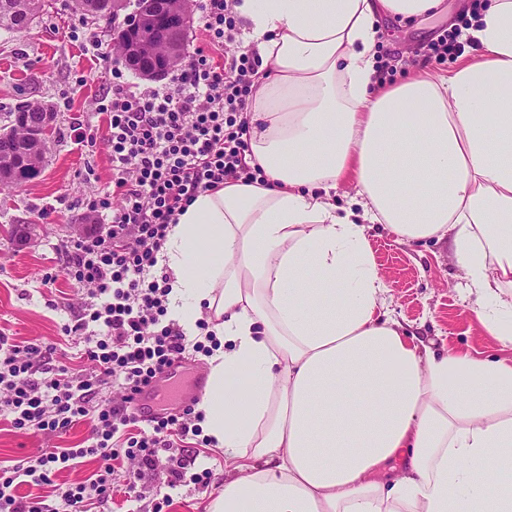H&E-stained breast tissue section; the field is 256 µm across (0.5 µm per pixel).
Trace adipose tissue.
Masks as SVG:
<instances>
[{
    "label": "adipose tissue",
    "instance_id": "1",
    "mask_svg": "<svg viewBox=\"0 0 512 512\" xmlns=\"http://www.w3.org/2000/svg\"><path fill=\"white\" fill-rule=\"evenodd\" d=\"M443 0H237L260 56L249 166L158 256L168 317L205 319L204 436L235 471L209 512H512V359L435 346L386 304L366 234L447 242L485 332L512 344V0L450 74L376 86L379 13ZM354 178L357 195L332 193Z\"/></svg>",
    "mask_w": 512,
    "mask_h": 512
}]
</instances>
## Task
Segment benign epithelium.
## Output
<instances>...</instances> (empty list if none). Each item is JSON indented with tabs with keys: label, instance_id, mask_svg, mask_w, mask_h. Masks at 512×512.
Returning <instances> with one entry per match:
<instances>
[{
	"label": "benign epithelium",
	"instance_id": "1",
	"mask_svg": "<svg viewBox=\"0 0 512 512\" xmlns=\"http://www.w3.org/2000/svg\"><path fill=\"white\" fill-rule=\"evenodd\" d=\"M164 0H143L141 10L131 15L122 31L116 36V41L123 46V58L126 62L141 64L143 75L150 79H160L172 67V62L184 59L185 41L184 28L188 22V8L181 7L176 13L162 12ZM156 23V41L163 44L164 52L148 58V64L142 63V58L148 50L142 42V30ZM55 114L40 112L35 122L24 126L23 136L17 138L15 150L11 154L22 159L40 151L44 133L52 125Z\"/></svg>",
	"mask_w": 512,
	"mask_h": 512
}]
</instances>
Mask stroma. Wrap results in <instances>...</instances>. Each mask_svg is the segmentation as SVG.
Returning <instances> with one entry per match:
<instances>
[{
  "label": "stroma",
  "instance_id": "obj_1",
  "mask_svg": "<svg viewBox=\"0 0 512 512\" xmlns=\"http://www.w3.org/2000/svg\"><path fill=\"white\" fill-rule=\"evenodd\" d=\"M484 0H444L448 14L422 24L405 23L379 15L375 52L394 54L396 68L387 81L404 80L413 65L432 74H447L463 61L478 55L477 44H466L463 54L442 61L428 56L429 45L449 28L471 26ZM111 17L92 18L73 13L67 0H47L30 30L20 34L0 31V128L10 123L8 112L17 102L18 86L29 89V101L55 112V129L47 139L40 174L19 187H0V329L16 341L54 345L57 360L80 370L86 363L62 331L70 322L73 305L80 299L68 280L57 250L78 232L77 211H59L39 218L38 208L66 195L77 197L107 188L112 179L110 150L98 140L92 153L73 149L59 129L70 118L90 114V100L98 92L107 67L122 65L115 46L105 57L87 53L68 36L70 26L112 30ZM16 224L31 227L30 241L20 244L10 229ZM375 262L388 288L387 304L393 316L412 332L451 348H467L476 355L495 354L512 358V347L502 346L485 335L465 300L464 281L446 243L414 246L398 241L384 225L369 232ZM88 436L78 425L67 434L46 436L0 426V463L22 459L54 446L72 448ZM178 449L195 456L196 470H209L208 489L190 484L168 490L164 468L145 475L140 483L142 498L127 502L122 484L112 486V503L94 512H158L154 505L170 494L168 506L159 512H208L209 502L224 485V454L200 444L198 438L177 441Z\"/></svg>",
  "mask_w": 512,
  "mask_h": 512
}]
</instances>
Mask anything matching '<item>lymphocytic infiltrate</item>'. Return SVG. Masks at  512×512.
<instances>
[{
    "label": "lymphocytic infiltrate",
    "mask_w": 512,
    "mask_h": 512,
    "mask_svg": "<svg viewBox=\"0 0 512 512\" xmlns=\"http://www.w3.org/2000/svg\"><path fill=\"white\" fill-rule=\"evenodd\" d=\"M237 0H197V22L211 54L197 52L156 87L129 80L110 69L91 102L105 132L77 120L70 141L91 149L105 138L112 159V189L77 200L86 231L61 251L63 269L76 287L91 290L95 302L80 308L64 333L81 345L93 368L72 372L54 361V346L17 344L0 330V418L13 429L62 435L89 427L91 442L57 448L0 468V512H88L91 501L112 499V462L125 456L129 497H137L146 470L165 462L168 488L185 482L206 486L207 473L194 472V459L174 453L176 439L199 436L190 409L152 417L150 427L129 435L138 422L135 395L154 387L174 361L202 342L188 343L167 315V274L158 273V255L178 215L204 191L224 182L251 183L249 126L245 118L258 74L248 53L226 54L235 38ZM221 60H214V52ZM120 402L100 399L106 389ZM98 458L99 470L84 481L56 488L48 496L19 495V486L52 484L56 472Z\"/></svg>",
    "instance_id": "obj_1"
}]
</instances>
